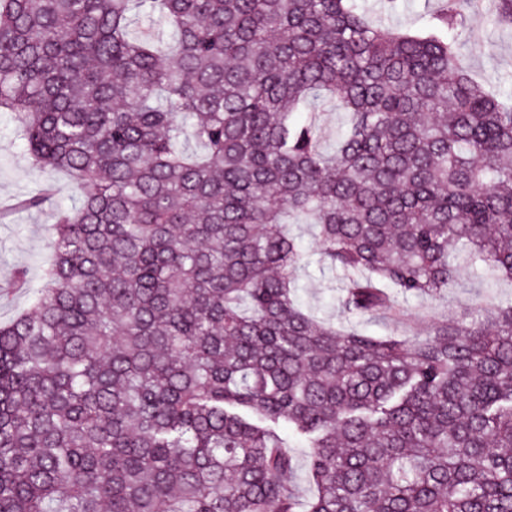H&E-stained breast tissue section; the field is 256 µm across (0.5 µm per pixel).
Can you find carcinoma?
Instances as JSON below:
<instances>
[{
	"label": "carcinoma",
	"mask_w": 512,
	"mask_h": 512,
	"mask_svg": "<svg viewBox=\"0 0 512 512\" xmlns=\"http://www.w3.org/2000/svg\"><path fill=\"white\" fill-rule=\"evenodd\" d=\"M474 2L413 32L359 0H0V110L77 194L0 322V512H512V298L418 342L359 327L460 254L512 280V101L462 62ZM294 222L338 321L296 302Z\"/></svg>",
	"instance_id": "1"
}]
</instances>
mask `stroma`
<instances>
[{"label": "stroma", "instance_id": "stroma-1", "mask_svg": "<svg viewBox=\"0 0 512 512\" xmlns=\"http://www.w3.org/2000/svg\"><path fill=\"white\" fill-rule=\"evenodd\" d=\"M462 54L476 81L488 89L512 95V35L492 25L486 8H478L472 15ZM48 181L60 188L56 204L70 205L74 191L68 176L33 169L23 156L12 115L0 112V200L35 192ZM52 222L53 211L47 208L30 214L19 213L9 223H0V322L9 321L25 308L31 289L40 285L50 256L47 227ZM18 268L27 272L29 286L23 290L11 286L12 274ZM301 283L298 298L303 307L314 309L325 318L337 317L334 299L337 281L330 272L310 265L302 274ZM510 297L511 280L468 274L439 296L400 300L405 318L401 331L409 339L421 340L446 321L469 318L475 310Z\"/></svg>", "mask_w": 512, "mask_h": 512}]
</instances>
